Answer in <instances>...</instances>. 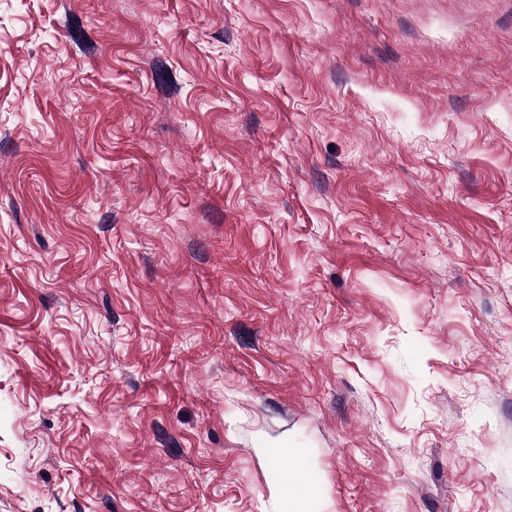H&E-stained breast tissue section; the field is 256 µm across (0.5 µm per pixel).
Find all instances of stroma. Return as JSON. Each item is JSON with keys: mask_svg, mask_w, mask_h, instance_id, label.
Wrapping results in <instances>:
<instances>
[{"mask_svg": "<svg viewBox=\"0 0 512 512\" xmlns=\"http://www.w3.org/2000/svg\"><path fill=\"white\" fill-rule=\"evenodd\" d=\"M299 465L512 512V0H0V512Z\"/></svg>", "mask_w": 512, "mask_h": 512, "instance_id": "obj_1", "label": "stroma"}]
</instances>
